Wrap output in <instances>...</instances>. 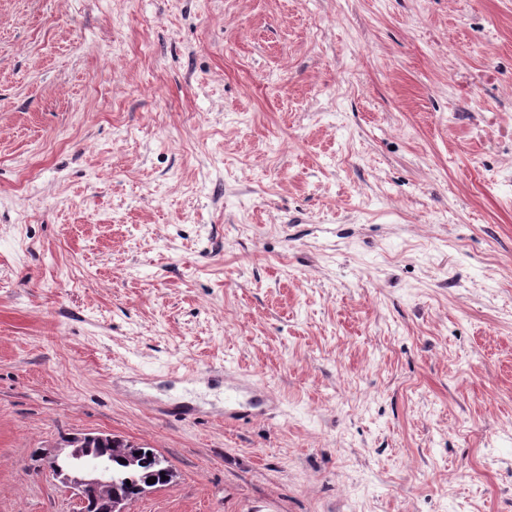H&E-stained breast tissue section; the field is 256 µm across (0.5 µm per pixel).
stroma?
<instances>
[{
  "mask_svg": "<svg viewBox=\"0 0 512 512\" xmlns=\"http://www.w3.org/2000/svg\"><path fill=\"white\" fill-rule=\"evenodd\" d=\"M93 431L129 512H512V0H0V512ZM213 373L224 374L225 423L239 424L257 414L269 416L280 405L273 390L234 369L226 366L209 367L201 370L198 374L210 375ZM108 437H113L112 446L92 448L94 444L103 442L106 435L97 432L73 434L67 443L69 448H55L53 454L45 455L49 468L53 471H68L74 461L73 448H89L84 450L86 458H99L108 463L112 469V483L100 485L97 489L94 497L100 504V510L95 512H128V505L133 502L129 500H136L146 490L172 481L174 474L170 472L172 469L169 462L156 449L134 445L118 436ZM135 452H139V456H135ZM148 452H151V457H148ZM121 459L126 460L127 464L122 463ZM162 475H165L166 479H162ZM153 477H156V482L147 483V479L152 480ZM126 481H130V486H127ZM115 495L129 500L114 498L106 510L107 502Z\"/></svg>",
  "mask_w": 512,
  "mask_h": 512,
  "instance_id": "obj_1",
  "label": "stroma"
}]
</instances>
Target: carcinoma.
<instances>
[{"instance_id": "1", "label": "carcinoma", "mask_w": 512, "mask_h": 512, "mask_svg": "<svg viewBox=\"0 0 512 512\" xmlns=\"http://www.w3.org/2000/svg\"><path fill=\"white\" fill-rule=\"evenodd\" d=\"M87 458H99L108 463L112 469V482L99 486L95 498L100 504L99 512H107L106 504L115 495L130 500L138 499L148 489L170 483L174 477L169 470V462L156 449L137 446L129 441L114 437L112 445L84 450ZM74 451L71 448H57L47 456L52 470H68ZM156 478L153 484L147 479Z\"/></svg>"}]
</instances>
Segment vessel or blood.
Masks as SVG:
<instances>
[{
	"label": "vessel or blood",
	"instance_id": "1",
	"mask_svg": "<svg viewBox=\"0 0 512 512\" xmlns=\"http://www.w3.org/2000/svg\"><path fill=\"white\" fill-rule=\"evenodd\" d=\"M224 376V420L238 424L256 415H271L280 401L273 390L234 369L221 367Z\"/></svg>",
	"mask_w": 512,
	"mask_h": 512
}]
</instances>
